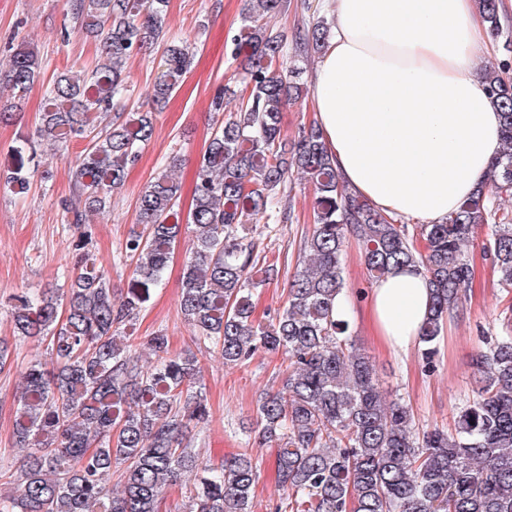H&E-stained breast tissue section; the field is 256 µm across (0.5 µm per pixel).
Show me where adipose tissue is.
I'll return each mask as SVG.
<instances>
[{"label": "adipose tissue", "mask_w": 512, "mask_h": 512, "mask_svg": "<svg viewBox=\"0 0 512 512\" xmlns=\"http://www.w3.org/2000/svg\"><path fill=\"white\" fill-rule=\"evenodd\" d=\"M312 76L315 124L348 190L387 217L435 224L481 186L501 116L476 69L485 26L474 0H333ZM379 336L406 351L431 304L422 271L369 295Z\"/></svg>", "instance_id": "obj_1"}]
</instances>
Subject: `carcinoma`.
<instances>
[{
	"instance_id": "1",
	"label": "carcinoma",
	"mask_w": 512,
	"mask_h": 512,
	"mask_svg": "<svg viewBox=\"0 0 512 512\" xmlns=\"http://www.w3.org/2000/svg\"><path fill=\"white\" fill-rule=\"evenodd\" d=\"M495 39L502 32L499 0H476ZM288 0H249L231 55L246 61L249 94L212 133L199 165L190 214L194 251L181 279L180 312L192 326L197 350H218L224 364L242 366L258 352L279 353L286 363L282 388L261 398L255 441L275 443L283 493L269 512H512V218L490 193L512 196V80L503 71L483 78L502 112L503 151L490 164L486 185L440 224H397L367 201L339 188L338 174L315 125L291 148L281 138L284 103L304 92L296 75L278 69L284 35L263 20L286 14ZM168 0H69L71 19L102 47L100 60L81 78L60 75L43 92L40 136L86 141L74 177L84 208L99 211L124 185L141 144L152 136L150 112L114 115L127 92L124 65L146 45H164L163 69L147 105L167 102L192 65L193 50L165 26ZM323 20L295 40L299 52L323 50ZM0 73L17 94L38 82L37 52L8 48ZM27 140L13 149L4 183L28 190L33 171ZM314 186V224L276 322L251 319L256 276L277 271L263 240L288 220L280 207L288 171ZM180 185L164 176L141 196L143 231L126 241L135 266L120 298L103 270L85 263L70 278L66 320L58 298L23 296L13 314L17 333L47 341L50 362L32 360L13 420V447L27 449L14 486L0 496V512H162L166 490L187 474L194 483L188 512H257L256 463L246 452L220 464L201 459L184 442L189 428L209 421L198 384L204 367L193 352L174 354L168 336L148 340L153 359L141 364L121 331L161 284L181 232L176 210ZM263 222L260 237L240 232ZM486 225L482 242L498 276L501 330L482 337L476 358L482 386L451 425L416 428L412 408L383 398L376 369L351 336L350 317L336 315L346 293L342 254L347 237L362 249L378 281L403 267L423 270L432 287L430 314L418 337L422 368H435L447 322L464 310L472 266L467 247ZM121 490L112 492V467Z\"/></svg>"
}]
</instances>
